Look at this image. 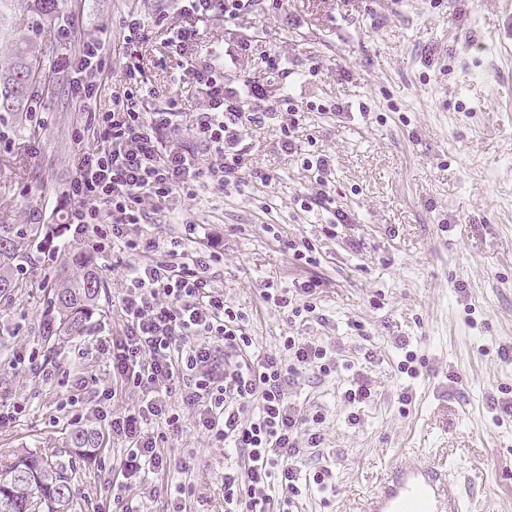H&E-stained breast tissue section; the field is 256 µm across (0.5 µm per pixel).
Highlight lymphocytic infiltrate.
Returning a JSON list of instances; mask_svg holds the SVG:
<instances>
[{"mask_svg":"<svg viewBox=\"0 0 512 512\" xmlns=\"http://www.w3.org/2000/svg\"><path fill=\"white\" fill-rule=\"evenodd\" d=\"M195 31L184 27L169 43L183 63L176 83L193 89L205 111L188 119L175 94L153 101L135 55H127L112 106L94 110L105 87V44L83 41L74 55L61 58L74 71L72 94L95 146L82 153L64 195L65 224L74 234L92 235L95 250L140 256L129 268V285L120 301L126 331L112 343V375L122 386L139 389L138 405L112 415L109 429L127 443L118 470L123 479L168 472L161 450L168 433L180 429V415L164 394L179 388L182 404L195 424L225 451H244L243 465L224 469V512H288L303 494L299 461L321 447V414L306 419L285 391L299 370L336 369L326 349L296 336L284 337L277 350H257L245 317L224 301V289L209 275L223 262L218 246L198 247L197 227L160 240L145 236L142 205L175 195L197 196L238 186L242 173L267 183L268 173L251 167L243 138L248 130L279 115L286 149L300 107L288 94L272 100L266 78L286 74L280 55L266 61V78L224 82L228 66L220 48L205 59L188 48ZM191 145H183V137ZM321 280L310 278L292 288L263 291L265 302L289 318L313 313Z\"/></svg>","mask_w":512,"mask_h":512,"instance_id":"1","label":"lymphocytic infiltrate"}]
</instances>
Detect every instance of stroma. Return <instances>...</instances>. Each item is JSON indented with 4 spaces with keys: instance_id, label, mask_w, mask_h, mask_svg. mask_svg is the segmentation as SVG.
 <instances>
[{
    "instance_id": "1",
    "label": "stroma",
    "mask_w": 512,
    "mask_h": 512,
    "mask_svg": "<svg viewBox=\"0 0 512 512\" xmlns=\"http://www.w3.org/2000/svg\"><path fill=\"white\" fill-rule=\"evenodd\" d=\"M167 5L68 0L62 17L75 19L76 40L94 36L107 49L102 108L124 68L118 20L139 7L149 34L138 57L160 93L171 89L179 63L167 46L170 30L190 25L197 54L250 40L225 82L262 76L267 54L277 53L291 74L272 79L269 96L287 92L309 106L297 152L283 148L276 118L246 137L251 164L269 172L270 183L245 176L221 193L149 202L143 223L160 239L189 223L221 240L224 262L213 276L258 346L300 336L335 350V373L308 367L287 386L302 413L324 418V445L304 457L303 472L331 473L326 489L304 493L298 512H358L405 448L451 462L478 512H512V417L491 408L501 389H512V364L497 356L512 350V0H283L277 13L255 0L232 25L174 12L156 24ZM6 26L0 69L14 44L28 45L52 65L55 90L38 111L0 112V225L17 231L32 213L44 218L40 238L23 244L24 288L0 297V404L21 409L0 426V457L25 448L58 454L72 430L84 429L100 448L72 460L71 512L115 502L132 512H224V450L198 430L192 412L164 447L183 470L180 480L149 473L129 484L116 476L125 444L98 416L112 362L97 347L124 334L119 302L134 258L93 251L88 239L63 231V191L81 149L74 74L54 67L63 48L25 0H11ZM319 153L332 160L329 196L351 218L331 234L323 216L297 202L313 180L303 160ZM288 241L310 246L315 263L296 261ZM74 248L90 252L104 287L90 332L52 349L41 331L40 286ZM310 277L324 286L306 320L290 322L261 296L264 286ZM409 351L417 356L413 378L399 370ZM21 352L35 364H17ZM39 364L50 379L37 376ZM361 377L372 397L349 405L346 392Z\"/></svg>"
}]
</instances>
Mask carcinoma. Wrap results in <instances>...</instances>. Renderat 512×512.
Listing matches in <instances>:
<instances>
[{
    "instance_id": "obj_1",
    "label": "carcinoma",
    "mask_w": 512,
    "mask_h": 512,
    "mask_svg": "<svg viewBox=\"0 0 512 512\" xmlns=\"http://www.w3.org/2000/svg\"><path fill=\"white\" fill-rule=\"evenodd\" d=\"M37 23L50 28L59 17L65 0H31ZM46 68L41 57L27 47L14 51V61L0 72V112H27L35 95L45 92ZM19 242L11 228L0 226V294L10 293L20 284L13 268L18 266ZM69 258L61 260L55 282L44 287L46 341H61L81 336L88 329L96 300L102 288L99 275L92 269L80 277L69 274ZM94 437L84 430L72 431L67 439L69 453L87 455ZM70 461L65 455H44L24 450L0 459V512H69L72 498Z\"/></svg>"
}]
</instances>
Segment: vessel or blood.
Instances as JSON below:
<instances>
[{"label":"vessel or blood","mask_w":512,"mask_h":512,"mask_svg":"<svg viewBox=\"0 0 512 512\" xmlns=\"http://www.w3.org/2000/svg\"><path fill=\"white\" fill-rule=\"evenodd\" d=\"M447 464L426 461L406 449L384 471L360 512H470Z\"/></svg>","instance_id":"1"}]
</instances>
